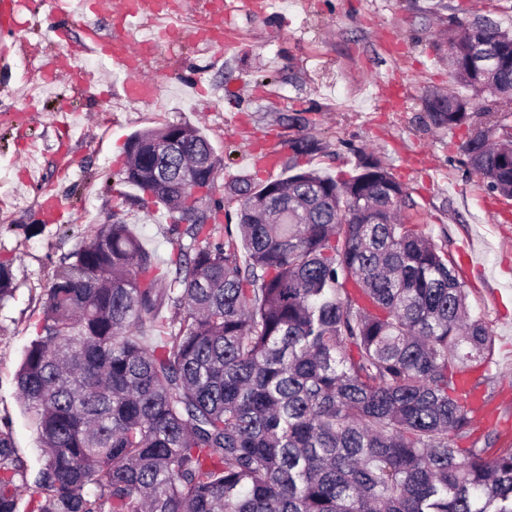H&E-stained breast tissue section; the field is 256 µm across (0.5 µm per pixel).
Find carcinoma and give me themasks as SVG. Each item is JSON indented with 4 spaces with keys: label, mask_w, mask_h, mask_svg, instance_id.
Listing matches in <instances>:
<instances>
[{
    "label": "carcinoma",
    "mask_w": 512,
    "mask_h": 512,
    "mask_svg": "<svg viewBox=\"0 0 512 512\" xmlns=\"http://www.w3.org/2000/svg\"><path fill=\"white\" fill-rule=\"evenodd\" d=\"M448 72L461 91L423 100L431 124L483 127L462 144L492 194L512 197V140L472 94L512 95V32L454 18ZM511 60L493 80L472 53ZM182 144L127 158L122 180L171 213L195 212L174 268L129 225H99L58 266L16 373L42 461L36 512H512V448H462L458 392L484 366L447 254L397 218L407 194L372 154L332 177L237 179V239L214 240L222 171L208 138L177 124L138 132ZM14 275L0 263V304ZM174 310L158 322L163 307ZM160 342L146 344V333ZM27 464L0 428V512H20Z\"/></svg>",
    "instance_id": "cac0c4a2"
}]
</instances>
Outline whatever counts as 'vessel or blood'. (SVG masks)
I'll use <instances>...</instances> for the list:
<instances>
[{
  "label": "vessel or blood",
  "mask_w": 512,
  "mask_h": 512,
  "mask_svg": "<svg viewBox=\"0 0 512 512\" xmlns=\"http://www.w3.org/2000/svg\"><path fill=\"white\" fill-rule=\"evenodd\" d=\"M40 6L52 22L86 10L108 15L116 22L118 34L107 38L95 28L86 27L85 48L124 73L123 96L132 103H149L157 96L154 79L145 74V64L154 55L155 47L153 43L137 40L136 35L141 30H158L161 39L167 42L194 36L227 50L240 46L239 41L224 30V18L235 7L233 0H208L205 15L191 27L187 26L186 18L193 12V0H40ZM18 9V0H0V31L11 34L21 31ZM61 74L73 77L84 94H95L98 72L75 68L68 59L62 58L51 69L43 71L42 76L53 80Z\"/></svg>",
  "instance_id": "vessel-or-blood-1"
}]
</instances>
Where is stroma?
I'll use <instances>...</instances> for the list:
<instances>
[{
  "label": "stroma",
  "mask_w": 512,
  "mask_h": 512,
  "mask_svg": "<svg viewBox=\"0 0 512 512\" xmlns=\"http://www.w3.org/2000/svg\"><path fill=\"white\" fill-rule=\"evenodd\" d=\"M36 2L25 0V38L46 56L71 54L76 66L100 70L104 96L85 99L68 80L37 85L39 60L20 53L0 64V262L11 263L16 284L0 305V420L30 472L40 467V443L15 372L46 290L60 260L114 217L170 268L179 249L173 215L118 177L131 135L178 122L199 128L223 160L214 195L224 201L226 226L238 210L228 186L253 177V148L277 146L282 160L332 176L352 173L360 153L379 157L408 195L405 222L444 247L473 314L492 332L482 390L498 419L512 424V199L488 192L463 163L461 131L434 127L422 107L427 93L454 87L436 53L456 10L512 28V0H262L227 18L243 42L239 53L190 40L160 46L149 73L161 103L112 109L106 103L121 94L124 74L77 54L80 23L56 41ZM187 82L194 91H184ZM22 106L32 110L23 132L14 114ZM303 138L318 148L295 156ZM46 192L67 206L68 223H42Z\"/></svg>",
  "instance_id": "stroma-1"
}]
</instances>
